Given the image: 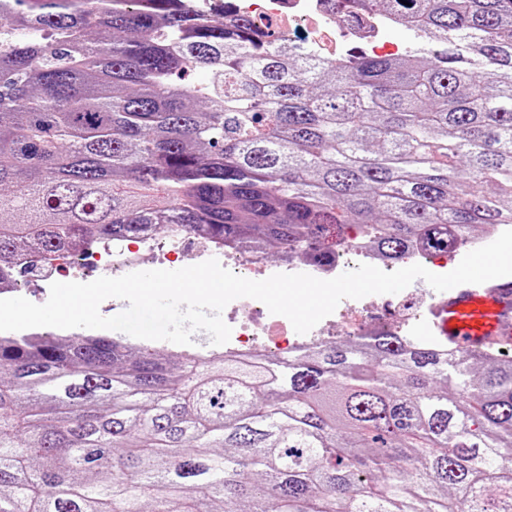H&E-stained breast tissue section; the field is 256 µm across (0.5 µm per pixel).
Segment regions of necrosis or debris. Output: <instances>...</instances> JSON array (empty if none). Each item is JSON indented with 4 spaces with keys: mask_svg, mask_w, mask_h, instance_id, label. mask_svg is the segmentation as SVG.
I'll return each instance as SVG.
<instances>
[{
    "mask_svg": "<svg viewBox=\"0 0 512 512\" xmlns=\"http://www.w3.org/2000/svg\"><path fill=\"white\" fill-rule=\"evenodd\" d=\"M225 13L244 16L258 27L275 29L282 38H290L295 30H303L301 43L318 59L333 64L344 63L352 54L374 56L397 54L398 48L383 41L380 30L387 17L378 15L358 19L336 11L332 0H225ZM171 253L155 251V235L145 232L136 239L113 243L112 246H85L69 253L28 251L15 256L5 272L0 273V298L15 293L18 273L44 270H68L77 282H87L89 271L119 272L153 257L157 265L170 258L188 262L194 254H206L234 274L252 278L265 275L267 267L262 255L251 248L227 247L204 236H188L176 227H168ZM228 322L234 336L232 349L236 352L253 349L256 340L266 348L280 350L284 343L285 318L274 315L260 301L239 298L231 302Z\"/></svg>",
    "mask_w": 512,
    "mask_h": 512,
    "instance_id": "necrosis-or-debris-1",
    "label": "necrosis or debris"
}]
</instances>
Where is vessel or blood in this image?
I'll return each instance as SVG.
<instances>
[{
	"instance_id": "b4317fda",
	"label": "vessel or blood",
	"mask_w": 512,
	"mask_h": 512,
	"mask_svg": "<svg viewBox=\"0 0 512 512\" xmlns=\"http://www.w3.org/2000/svg\"><path fill=\"white\" fill-rule=\"evenodd\" d=\"M426 332L443 336L460 352L512 346V283L463 284L438 293Z\"/></svg>"
}]
</instances>
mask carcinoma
I'll return each mask as SVG.
<instances>
[{"label":"carcinoma","instance_id":"cac0c4a2","mask_svg":"<svg viewBox=\"0 0 512 512\" xmlns=\"http://www.w3.org/2000/svg\"><path fill=\"white\" fill-rule=\"evenodd\" d=\"M335 2L424 43L336 66L189 0H0V266L169 224L393 262L512 224V0ZM5 366L0 512H512V358L490 350L374 335L173 369L0 336Z\"/></svg>","mask_w":512,"mask_h":512}]
</instances>
